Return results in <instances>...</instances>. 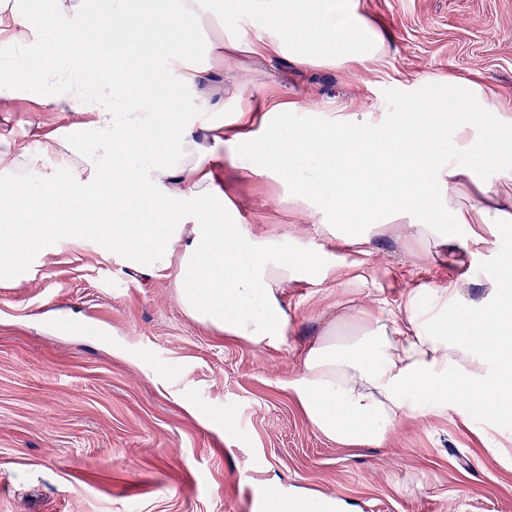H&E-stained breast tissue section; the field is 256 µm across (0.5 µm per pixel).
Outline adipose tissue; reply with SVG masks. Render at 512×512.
Listing matches in <instances>:
<instances>
[{"label":"adipose tissue","mask_w":512,"mask_h":512,"mask_svg":"<svg viewBox=\"0 0 512 512\" xmlns=\"http://www.w3.org/2000/svg\"><path fill=\"white\" fill-rule=\"evenodd\" d=\"M32 2L0 0V110L28 112L0 127L1 282L37 246L91 240L132 273L170 277L198 324L275 350L296 325L287 288L371 290L346 256L372 255L378 238L470 258L512 229V113L478 79L435 81L395 123L257 102L247 75L225 88V71L254 57L365 68L387 31L360 0H48L44 27ZM241 14L262 20L255 39L220 21ZM30 69L35 84L17 80ZM47 110L61 124L41 120ZM444 125L452 137L437 135ZM228 165L280 183L312 234L244 232ZM486 167L498 184L480 179ZM63 212L74 223H53ZM297 355L289 387L303 417L347 447L383 445L428 397L512 420V265L478 293L463 274L390 303L339 304Z\"/></svg>","instance_id":"adipose-tissue-1"}]
</instances>
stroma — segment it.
Returning a JSON list of instances; mask_svg holds the SVG:
<instances>
[{"label":"stroma","mask_w":512,"mask_h":512,"mask_svg":"<svg viewBox=\"0 0 512 512\" xmlns=\"http://www.w3.org/2000/svg\"><path fill=\"white\" fill-rule=\"evenodd\" d=\"M385 24L380 55L355 72L264 63L255 98L277 91L324 112L401 118L438 77L479 74L512 113V0H361ZM245 228L285 229L278 184ZM33 274L0 285V512H264L267 491L322 496L340 512H512V429L488 411L403 419L380 447L316 433L289 382L295 347L351 288L287 289L297 325L277 350L224 339L181 310L171 278L132 276L119 252L57 240ZM457 274L420 246L381 238L365 266L395 298Z\"/></svg>","instance_id":"35a3bbf8"}]
</instances>
